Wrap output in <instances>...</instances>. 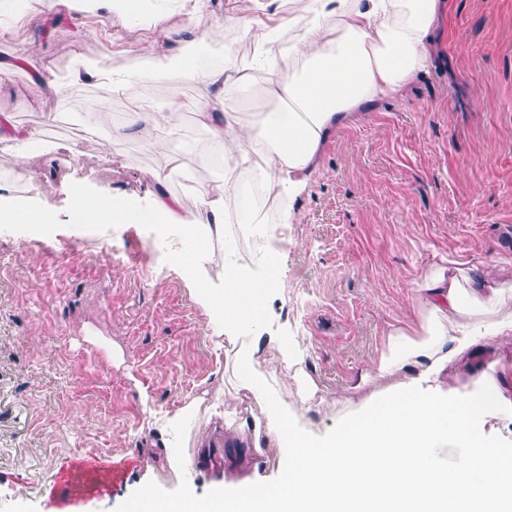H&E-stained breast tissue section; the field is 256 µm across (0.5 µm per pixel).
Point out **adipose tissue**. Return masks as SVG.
Listing matches in <instances>:
<instances>
[{
  "label": "adipose tissue",
  "mask_w": 512,
  "mask_h": 512,
  "mask_svg": "<svg viewBox=\"0 0 512 512\" xmlns=\"http://www.w3.org/2000/svg\"><path fill=\"white\" fill-rule=\"evenodd\" d=\"M300 15L283 16L250 29L256 57L266 62L260 84L273 105L256 122L242 123L218 96L175 99L164 111L138 104L115 133L148 137L173 124L182 113L197 112L202 125L223 146L224 190L202 195L193 217H185L176 196L159 194L151 211L162 224L203 229L223 236L227 216L242 207L237 172L248 160L245 145H259V170L269 192L289 206L280 217L291 224L292 201L304 190L329 136L358 113L401 97L427 72L428 47L441 0H308ZM147 0H29L39 14L80 6L104 11L114 29L143 17ZM218 35L187 38L173 52L148 51L121 77L103 73L96 59L82 58L78 71L97 79L102 98L131 93L148 78L240 85L250 79L245 60L225 54L224 66H196L204 52H223ZM72 208L89 224L128 219L130 209L115 199L76 194ZM280 258L278 241L268 245L265 265L224 270V286L202 287L204 250L181 257L183 274L194 285L197 302L212 314L216 344L236 347L246 370L241 386L264 401L267 422L253 429L251 448L287 444L285 478L269 484L244 479L237 492L202 501L157 498L154 512H512V455L485 436L488 418L512 411V364L476 371L471 388L443 391L440 377L464 354L479 355L487 343L512 340V282L497 280L479 266H461L440 257L418 283L423 301L414 326L395 325L374 377L402 375L384 401L360 411H338L328 433L308 438L283 415L261 372L256 354V323L283 286L271 273ZM459 449L460 469L442 461L445 449Z\"/></svg>",
  "instance_id": "1"
}]
</instances>
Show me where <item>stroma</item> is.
I'll use <instances>...</instances> for the list:
<instances>
[{
  "instance_id": "stroma-1",
  "label": "stroma",
  "mask_w": 512,
  "mask_h": 512,
  "mask_svg": "<svg viewBox=\"0 0 512 512\" xmlns=\"http://www.w3.org/2000/svg\"><path fill=\"white\" fill-rule=\"evenodd\" d=\"M232 6L207 0L196 18L171 10L119 33L88 11L0 13V62L12 66L0 116L43 137L21 166L0 144L13 195L57 213L73 191L109 194L145 213L161 184L191 212L200 190L221 192L218 147L195 113L151 133L182 162L161 184L142 141L111 138L136 98L159 108L201 97V84L153 80L134 97L105 100L96 80L74 72L80 54L126 72L191 31H223L245 55ZM46 74L70 78L64 95L41 94ZM92 113L112 119L94 124ZM293 213L278 266L285 297L267 313L273 330L306 347L303 371L316 390L301 413L288 384L282 409L319 436L338 398L380 399L375 386L357 388L358 374L378 361L392 324H415L414 284L435 260L512 277V0H445L427 74L336 129ZM149 225L0 223V512H134L146 494L202 499L255 472L281 479L286 448L225 447L242 421L264 413L238 393L234 352L215 345L210 314L179 269L181 231L152 235ZM108 246L123 264L102 259ZM264 253L226 224L207 275L223 287L225 264L254 266ZM192 401L198 410L164 448L157 419ZM203 439L212 448L201 465ZM79 471L85 490L61 495Z\"/></svg>"
}]
</instances>
